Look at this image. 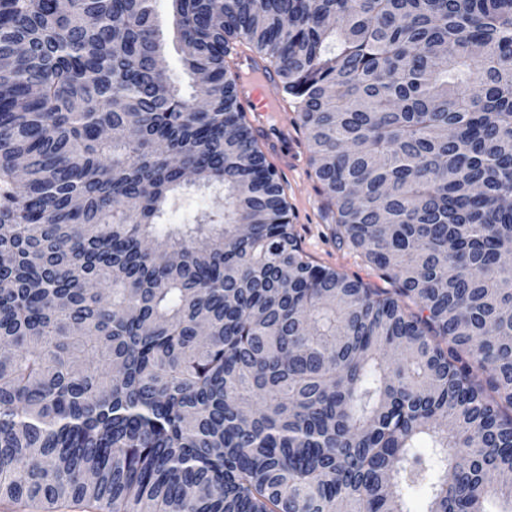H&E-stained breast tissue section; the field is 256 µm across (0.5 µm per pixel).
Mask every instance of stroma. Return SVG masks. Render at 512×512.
I'll return each instance as SVG.
<instances>
[{"mask_svg": "<svg viewBox=\"0 0 512 512\" xmlns=\"http://www.w3.org/2000/svg\"><path fill=\"white\" fill-rule=\"evenodd\" d=\"M280 100L276 111L258 115L248 112L267 164L279 175L288 203V214L307 257L318 265L361 280L371 288H388V281L365 261L359 250L336 240L334 220L321 191L304 130L297 121L295 101L280 89H272Z\"/></svg>", "mask_w": 512, "mask_h": 512, "instance_id": "1", "label": "stroma"}]
</instances>
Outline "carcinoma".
Instances as JSON below:
<instances>
[{
  "instance_id": "1",
  "label": "carcinoma",
  "mask_w": 512,
  "mask_h": 512,
  "mask_svg": "<svg viewBox=\"0 0 512 512\" xmlns=\"http://www.w3.org/2000/svg\"><path fill=\"white\" fill-rule=\"evenodd\" d=\"M171 2L184 81L153 0H0V502L512 512V0ZM243 42L393 289L304 254ZM241 66L243 71H247L250 75L256 76L255 80H248L240 88V95L242 99L247 102H257L262 94L263 87H269L274 84L275 77L273 72L259 69L249 59H242ZM209 205V199L203 193L192 192L186 195L169 214L172 224L191 222L194 217Z\"/></svg>"
}]
</instances>
